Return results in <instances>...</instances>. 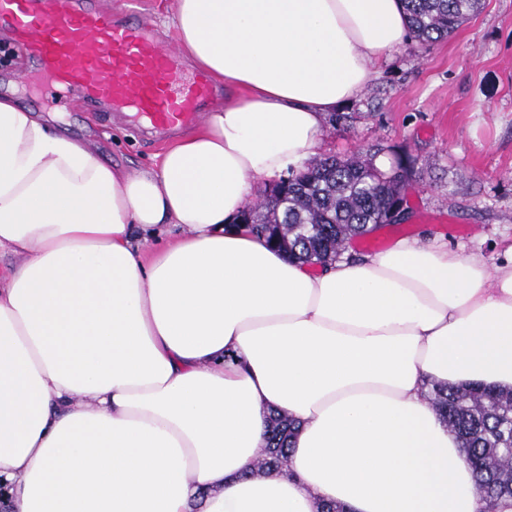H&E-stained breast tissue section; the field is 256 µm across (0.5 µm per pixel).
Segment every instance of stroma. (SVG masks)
Wrapping results in <instances>:
<instances>
[{
    "label": "stroma",
    "mask_w": 512,
    "mask_h": 512,
    "mask_svg": "<svg viewBox=\"0 0 512 512\" xmlns=\"http://www.w3.org/2000/svg\"><path fill=\"white\" fill-rule=\"evenodd\" d=\"M25 58L0 66V97L47 115L45 81ZM350 125H325V151L346 156L382 145L415 162L407 192L408 223L385 226L353 250L380 253L397 241H447L462 254L481 255L488 269L512 248V0H484L481 11L448 38L431 45L410 41L375 67L372 81L347 106ZM54 128L91 143L101 160L133 173L153 164L167 135L145 140L131 116L99 125L89 113H63Z\"/></svg>",
    "instance_id": "1"
}]
</instances>
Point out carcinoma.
I'll return each instance as SVG.
<instances>
[{"instance_id":"1","label":"carcinoma","mask_w":512,"mask_h":512,"mask_svg":"<svg viewBox=\"0 0 512 512\" xmlns=\"http://www.w3.org/2000/svg\"><path fill=\"white\" fill-rule=\"evenodd\" d=\"M404 4L412 36L424 45L448 37L482 8V0H404ZM382 151L376 147L365 155L315 158L298 171H288L269 185L264 199L245 207L240 223L302 263L339 259L351 239L391 224V212L407 202L399 171L412 177L414 165L408 155L397 153L390 167L382 170L373 162ZM429 395L459 436L482 500L489 504L512 497L509 461L498 456L512 442V392L434 384ZM294 428L288 416L273 414L251 475L286 465ZM491 485L498 488L493 496L486 492Z\"/></svg>"}]
</instances>
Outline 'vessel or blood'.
<instances>
[{
    "mask_svg": "<svg viewBox=\"0 0 512 512\" xmlns=\"http://www.w3.org/2000/svg\"><path fill=\"white\" fill-rule=\"evenodd\" d=\"M0 30L53 86L65 111L133 113L149 129L194 121L224 97L188 72L161 31L131 14L105 15L97 0H0Z\"/></svg>",
    "mask_w": 512,
    "mask_h": 512,
    "instance_id": "b4317fda",
    "label": "vessel or blood"
}]
</instances>
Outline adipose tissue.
Masks as SVG:
<instances>
[{
	"instance_id": "adipose-tissue-1",
	"label": "adipose tissue",
	"mask_w": 512,
	"mask_h": 512,
	"mask_svg": "<svg viewBox=\"0 0 512 512\" xmlns=\"http://www.w3.org/2000/svg\"><path fill=\"white\" fill-rule=\"evenodd\" d=\"M237 100L129 173L0 98V499L10 512H512L429 385L512 391V260L396 242L307 265L239 224L256 182L408 39L400 0H174ZM179 228L167 239L169 228ZM162 238L152 255L140 243ZM298 427L254 475L267 417Z\"/></svg>"
}]
</instances>
